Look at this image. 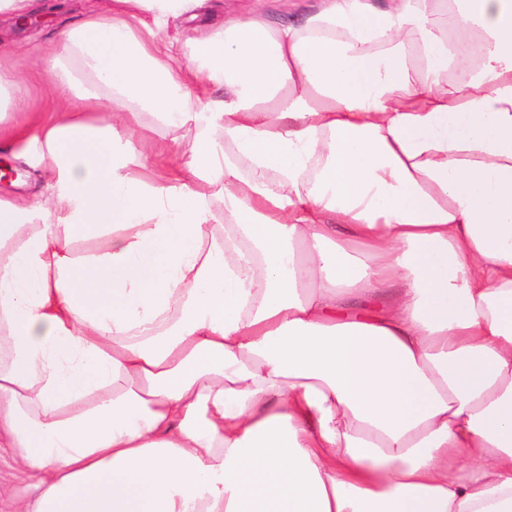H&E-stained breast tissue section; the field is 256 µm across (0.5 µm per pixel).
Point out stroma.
<instances>
[{
	"label": "stroma",
	"mask_w": 512,
	"mask_h": 512,
	"mask_svg": "<svg viewBox=\"0 0 512 512\" xmlns=\"http://www.w3.org/2000/svg\"><path fill=\"white\" fill-rule=\"evenodd\" d=\"M37 25L17 28L15 21H0V68L16 72L22 81L15 92L17 111L7 113L0 123L20 129L19 137L0 140V170L12 168L15 178L0 177V195L17 196L32 202L47 196L49 173L36 157V123L29 121V113L49 112L60 104L59 91L69 86L75 89L89 86L77 62L62 59L53 74L37 71L38 58L45 47L55 40L59 31L79 22L92 10L103 8L106 0H36ZM244 0H204L195 20L187 17H169L161 25V36L172 54L181 62H190L192 49L184 41L187 29H201L219 24L226 13L244 8ZM143 141L137 142L139 150L160 153L165 170L179 171L188 159L186 149L195 140L200 128L195 122L170 129L156 124L151 114L139 115Z\"/></svg>",
	"instance_id": "obj_1"
}]
</instances>
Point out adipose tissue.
<instances>
[{
  "mask_svg": "<svg viewBox=\"0 0 512 512\" xmlns=\"http://www.w3.org/2000/svg\"><path fill=\"white\" fill-rule=\"evenodd\" d=\"M200 2L39 58L202 134L183 178L98 94L39 117L51 203L0 197L14 512H512V0H253L173 65ZM314 0H269L268 17L273 23L283 22L308 10Z\"/></svg>",
  "mask_w": 512,
  "mask_h": 512,
  "instance_id": "ef3b65f1",
  "label": "adipose tissue"
}]
</instances>
